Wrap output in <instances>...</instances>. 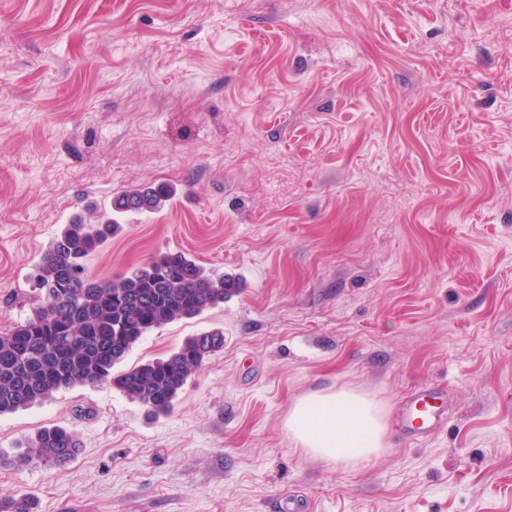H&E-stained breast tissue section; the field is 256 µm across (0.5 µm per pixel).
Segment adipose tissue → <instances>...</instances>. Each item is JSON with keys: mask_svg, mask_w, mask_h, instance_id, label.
I'll use <instances>...</instances> for the list:
<instances>
[{"mask_svg": "<svg viewBox=\"0 0 512 512\" xmlns=\"http://www.w3.org/2000/svg\"><path fill=\"white\" fill-rule=\"evenodd\" d=\"M286 426L306 454L345 467L380 456L388 447L384 409L351 389L301 397L292 406Z\"/></svg>", "mask_w": 512, "mask_h": 512, "instance_id": "1", "label": "adipose tissue"}]
</instances>
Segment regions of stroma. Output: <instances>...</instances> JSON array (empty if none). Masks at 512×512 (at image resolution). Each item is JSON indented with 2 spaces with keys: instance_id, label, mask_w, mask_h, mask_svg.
Wrapping results in <instances>:
<instances>
[{
  "instance_id": "obj_1",
  "label": "stroma",
  "mask_w": 512,
  "mask_h": 512,
  "mask_svg": "<svg viewBox=\"0 0 512 512\" xmlns=\"http://www.w3.org/2000/svg\"><path fill=\"white\" fill-rule=\"evenodd\" d=\"M142 184L159 211L113 216ZM120 231L109 279L165 251L233 276L223 306L127 364L220 328L224 349L147 417L108 385L0 416V450L64 426L66 465L0 468L35 512H512V0H0V334L76 215ZM448 392L417 443L396 420ZM351 388L389 450L306 455L297 399ZM446 399L438 386L413 393L398 413L405 433L413 439L436 434L446 421Z\"/></svg>"
}]
</instances>
